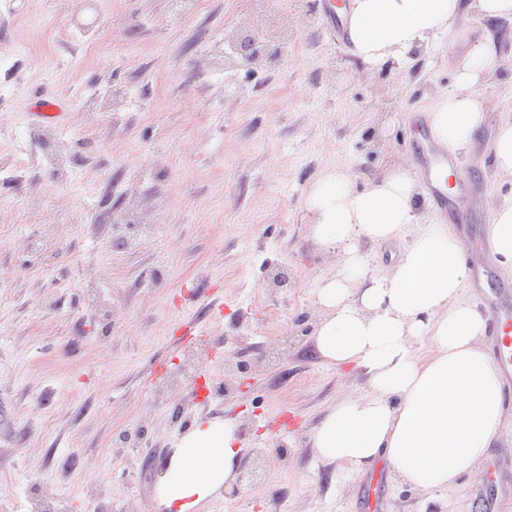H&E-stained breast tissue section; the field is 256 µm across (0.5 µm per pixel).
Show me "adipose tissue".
Segmentation results:
<instances>
[{"instance_id":"ef3b65f1","label":"adipose tissue","mask_w":512,"mask_h":512,"mask_svg":"<svg viewBox=\"0 0 512 512\" xmlns=\"http://www.w3.org/2000/svg\"><path fill=\"white\" fill-rule=\"evenodd\" d=\"M461 0H351L354 54L369 67L405 64L413 51L448 32ZM490 43L458 61L456 88L430 103L428 126L449 152H470L483 121L478 85L496 67ZM423 189L407 167L390 169L363 190L336 168L310 188L311 232L339 250L335 276L317 296L326 315L317 329L320 357L359 366L366 393L344 396L313 432L327 461L362 471L377 458L425 489L451 487L473 471L502 423V381L480 347L482 314L466 298L464 246L445 224L414 227ZM411 242L386 274H367L362 241ZM501 265L512 269V201L495 206L488 227ZM241 459L235 425L203 417L178 440L155 480L163 512H200L230 487Z\"/></svg>"}]
</instances>
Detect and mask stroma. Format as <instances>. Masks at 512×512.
Segmentation results:
<instances>
[{"label":"stroma","instance_id":"35a3bbf8","mask_svg":"<svg viewBox=\"0 0 512 512\" xmlns=\"http://www.w3.org/2000/svg\"><path fill=\"white\" fill-rule=\"evenodd\" d=\"M0 0V512H161L156 470L202 417L234 421L237 496L203 512H478L495 467L512 473V409L475 470L429 492L377 460H321L314 429L362 371L315 347L317 292L335 250L306 198L328 169L361 190L417 170L410 141L455 89L456 52L493 36L484 121L458 173L484 207L452 219L469 267L493 208L512 199L489 146L512 114V22L465 13L402 66L368 68L332 42L319 0ZM254 24L274 67L220 70L215 51ZM127 90L120 112L87 94ZM63 120L39 125L33 96ZM246 362L221 395L224 361ZM153 458V469H143Z\"/></svg>","mask_w":512,"mask_h":512}]
</instances>
